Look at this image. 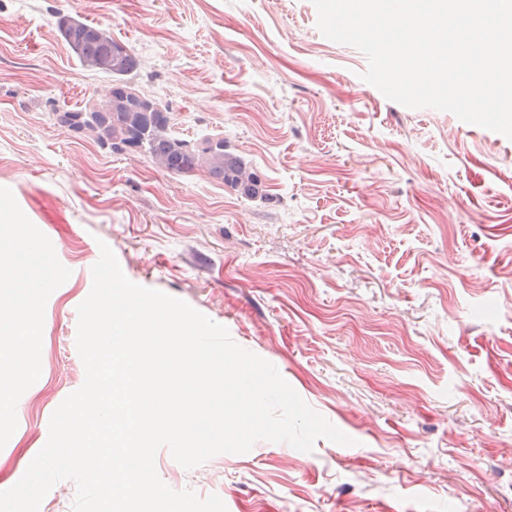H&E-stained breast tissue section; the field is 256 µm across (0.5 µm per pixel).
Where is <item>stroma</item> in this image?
<instances>
[{"instance_id":"obj_1","label":"stroma","mask_w":512,"mask_h":512,"mask_svg":"<svg viewBox=\"0 0 512 512\" xmlns=\"http://www.w3.org/2000/svg\"><path fill=\"white\" fill-rule=\"evenodd\" d=\"M106 27L171 130L224 138L247 199L61 126L100 99L59 14ZM311 0H0V257L53 251L25 365L0 360V459L20 479L83 383L77 307L100 244L134 283L225 326L354 443L258 442L160 478L227 512H512V140L387 100Z\"/></svg>"}]
</instances>
